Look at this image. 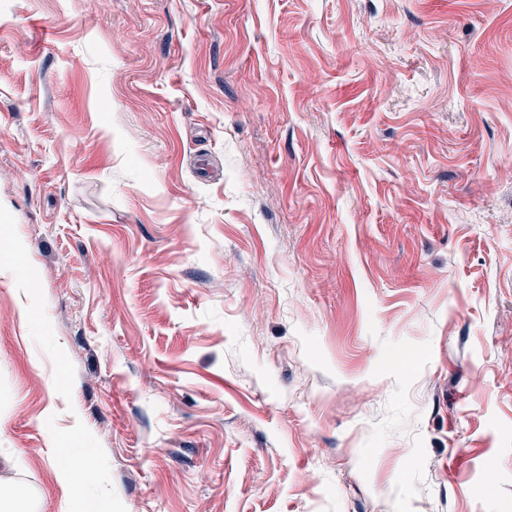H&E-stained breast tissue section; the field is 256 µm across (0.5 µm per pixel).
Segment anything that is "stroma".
<instances>
[{
    "instance_id": "stroma-1",
    "label": "stroma",
    "mask_w": 512,
    "mask_h": 512,
    "mask_svg": "<svg viewBox=\"0 0 512 512\" xmlns=\"http://www.w3.org/2000/svg\"><path fill=\"white\" fill-rule=\"evenodd\" d=\"M72 455L112 512H512V0H0V503Z\"/></svg>"
}]
</instances>
